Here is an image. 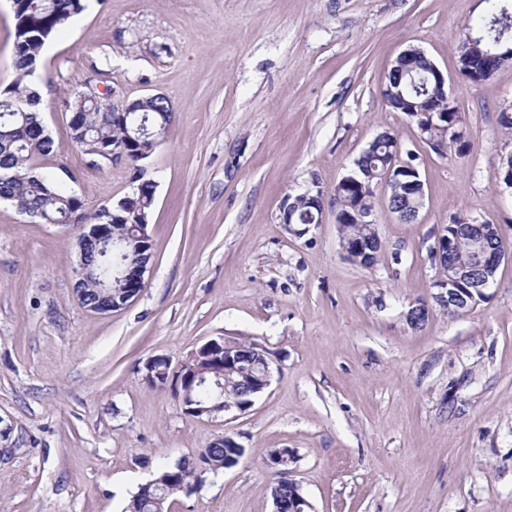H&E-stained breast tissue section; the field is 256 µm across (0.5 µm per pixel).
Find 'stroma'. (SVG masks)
<instances>
[{
    "instance_id": "35a3bbf8",
    "label": "stroma",
    "mask_w": 512,
    "mask_h": 512,
    "mask_svg": "<svg viewBox=\"0 0 512 512\" xmlns=\"http://www.w3.org/2000/svg\"><path fill=\"white\" fill-rule=\"evenodd\" d=\"M482 0H91L46 46L43 118L87 213L132 195L124 159L73 149L63 100L95 78L111 102L161 93L173 119L145 163L156 183L152 259L133 303L85 309L73 292L79 224L0 203V512H123L163 463L229 434L238 464L175 512H272L265 454L292 450L310 512H512V61L475 84L457 68ZM417 46L464 115V154H439L381 87ZM425 183L417 222L372 199L383 247L348 260L332 190L382 131ZM324 190L321 223L286 226L287 195ZM488 222L511 258L487 298L432 305L438 229ZM430 303L417 329L406 321ZM253 342L272 363L246 413L198 420L145 364L209 340Z\"/></svg>"
}]
</instances>
